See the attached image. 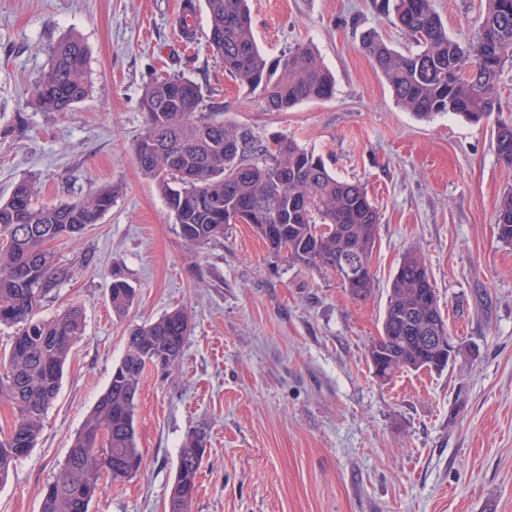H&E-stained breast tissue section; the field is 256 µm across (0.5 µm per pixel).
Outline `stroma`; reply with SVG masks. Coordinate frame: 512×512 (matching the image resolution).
<instances>
[{
    "label": "stroma",
    "mask_w": 512,
    "mask_h": 512,
    "mask_svg": "<svg viewBox=\"0 0 512 512\" xmlns=\"http://www.w3.org/2000/svg\"><path fill=\"white\" fill-rule=\"evenodd\" d=\"M180 0H0V198L30 180L59 205L111 185L99 223L52 244L72 279L39 315L83 310L84 334L30 455L0 486V512H40L131 329L180 308L191 320L174 371H148L135 413L143 465L107 485L90 512H165L188 434L206 453L191 512H512V245L499 241L497 206L512 189L494 125L444 113L414 116L362 51L372 31L405 52L407 36L375 0H248L270 58L310 44L335 78L331 97L266 111L197 36H177ZM484 0H435L456 38L483 19ZM88 52L91 90L68 112L31 97L48 51L68 35ZM178 74L196 82L201 115L293 138L338 178L362 182L381 224L374 291L353 300L335 273L275 257L246 224L192 248L133 148L144 130L143 89ZM420 248L450 336L462 346L442 373L381 383L366 360L393 275ZM136 291L124 314L109 289Z\"/></svg>",
    "instance_id": "1"
}]
</instances>
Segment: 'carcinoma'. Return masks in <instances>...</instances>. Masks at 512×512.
<instances>
[{
	"label": "carcinoma",
	"mask_w": 512,
	"mask_h": 512,
	"mask_svg": "<svg viewBox=\"0 0 512 512\" xmlns=\"http://www.w3.org/2000/svg\"><path fill=\"white\" fill-rule=\"evenodd\" d=\"M206 7L208 46L266 111L286 112L331 96L333 77L309 45L297 43L272 60L263 54L247 0H206ZM376 8L416 46L403 53L374 33L362 40L398 106L420 119L448 112L471 123L500 111L499 78L505 64H512V0H485L482 24L465 42L448 34L434 0H381ZM89 90L87 49L67 36L51 48L34 98L47 111L67 112ZM202 101L200 87L189 78L154 80L141 97L145 128L134 148L138 169L163 196L183 241L199 247L222 239L224 225L235 218L251 225L273 254L332 271L352 298L368 299L373 276L360 283L346 273L348 267L371 266L381 215L366 189L336 177L320 156L286 136L264 140L238 124L197 117ZM494 142L499 161L512 167L511 121H498ZM34 196V185L21 181L0 201V323L18 327L0 356V403L14 412L8 432L0 433V485L35 447L83 332L78 305L50 321L38 318L42 301L71 278L50 244L98 223L114 199L111 189L56 206H37ZM496 227L499 240L511 245L512 189L500 200ZM133 300L127 281L113 277V311L128 310ZM188 331L189 316L180 309L130 331L108 387L46 487L41 512H90L104 478L122 481L139 472L143 454L135 409L144 374L177 366ZM430 336L447 337L448 327L425 259L410 248L393 275L382 331L367 347L368 363L383 371L385 381L408 370L442 372L453 358L442 345L429 343ZM205 451L203 435L191 433L180 449L168 512H190Z\"/></svg>",
	"instance_id": "cac0c4a2"
}]
</instances>
